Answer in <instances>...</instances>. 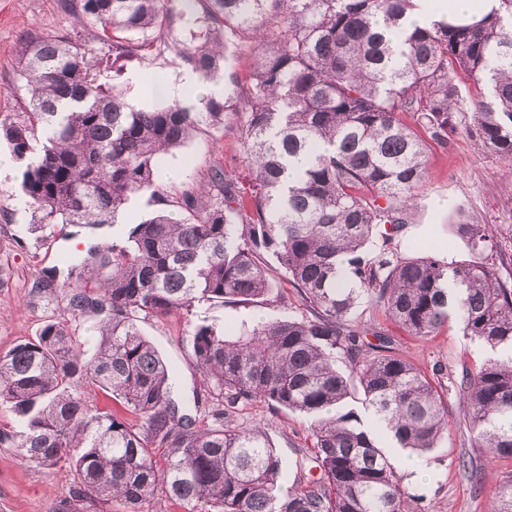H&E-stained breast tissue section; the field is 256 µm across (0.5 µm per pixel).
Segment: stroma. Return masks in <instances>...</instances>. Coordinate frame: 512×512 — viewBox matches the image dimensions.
<instances>
[{
    "mask_svg": "<svg viewBox=\"0 0 512 512\" xmlns=\"http://www.w3.org/2000/svg\"><path fill=\"white\" fill-rule=\"evenodd\" d=\"M99 32V25L82 17L73 0H0V118L23 112L28 97L26 81L17 68L22 39L76 35L94 48ZM183 70L181 58L172 48L132 57L126 63L132 80L123 86L125 96L139 108L161 106V95L147 94L138 76L156 75L173 82ZM241 121V114L228 112L223 128L203 130L180 149L158 159L168 196H176L189 182L205 181L217 165L223 166L230 178H244L238 141ZM0 165L9 168L8 176L0 180V352H4L19 340L37 336L49 320L64 312L68 303L65 288L49 295L34 290L33 285L43 268L67 269L84 253L88 240L81 234L66 239L46 236L37 227L33 210L21 192V167L3 142ZM459 209L474 222L491 225L497 231L499 249L507 259L498 273L504 279L512 277V175L500 160L463 134L445 145L431 144L428 178L417 193L414 222L406 239L448 262L471 260L464 242L448 231ZM286 314V309L273 302L248 306L204 303L188 313L177 311L162 318L142 319L138 326L173 365L174 396L190 414L201 418L211 409L212 400L193 359L191 323L224 328L244 320L252 323ZM353 319L375 323L379 331L393 338L400 353L427 374L440 366L454 378L479 367L488 356L483 346L463 336L453 320L437 335L415 337L378 316L364 300L358 303ZM446 399L448 430L438 447L418 460L425 478L415 480L404 471L400 474L402 483L410 493L422 496L430 512H490V487L512 471V462L491 461L488 449L475 447L463 418L460 394L449 390ZM231 420L239 426L264 430L287 467L299 461L312 464L309 422L299 413L256 401L235 409ZM474 469L484 471L483 482L472 480L470 472ZM70 483L66 470L39 467L24 458L20 449L0 446V512H56L68 495Z\"/></svg>",
    "mask_w": 512,
    "mask_h": 512,
    "instance_id": "obj_1",
    "label": "stroma"
}]
</instances>
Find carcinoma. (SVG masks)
<instances>
[{
    "mask_svg": "<svg viewBox=\"0 0 512 512\" xmlns=\"http://www.w3.org/2000/svg\"><path fill=\"white\" fill-rule=\"evenodd\" d=\"M78 5L112 56L67 37L22 42L25 118L0 119V139L23 166L22 193L48 228L115 224L147 192L166 209L90 244L69 269L67 314L0 353V404L27 427L20 437L0 429V445L68 469L59 512L112 501L152 512L163 497L186 512H424L389 449L437 447L448 404L441 383L389 337L352 323L363 299L410 335L429 336L454 314L464 336L507 350L454 385L475 445L512 461V281L498 275L494 231L459 211L452 231L477 259L401 249L430 143L464 132L512 167V0L476 23L431 27L407 25L412 0ZM242 35L260 49L247 78L224 72L226 97L145 110L119 88L125 55L174 42L183 64L207 78L223 41ZM461 74L476 93H462ZM230 109L244 115L248 187L215 167L204 185L167 199L157 157L224 125ZM375 232L381 244L371 252ZM276 274L296 301L280 293L275 302L293 314L244 323L233 336L197 324L191 343L212 399L232 408L260 400L310 420L320 475L291 484L264 431L224 420L218 405L209 424L184 412L173 368L137 324L204 301L264 303ZM58 278L47 267L36 287L51 294ZM88 313L99 317V339L87 359L76 331ZM91 387L120 409L88 403ZM491 512H512V471L495 486Z\"/></svg>",
    "mask_w": 512,
    "mask_h": 512,
    "instance_id": "obj_1",
    "label": "carcinoma"
}]
</instances>
